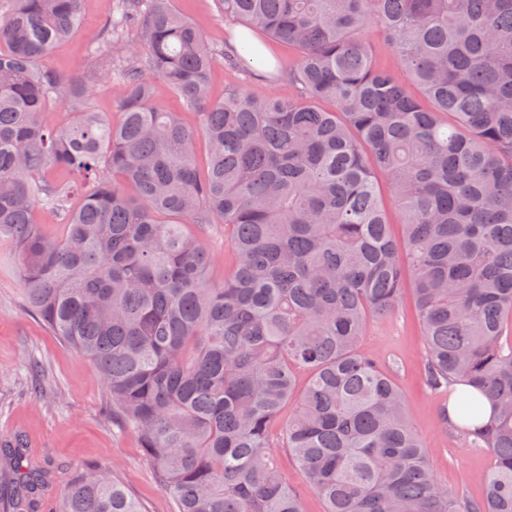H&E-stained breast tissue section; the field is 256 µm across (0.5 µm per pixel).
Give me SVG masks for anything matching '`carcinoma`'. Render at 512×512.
Masks as SVG:
<instances>
[{"label": "carcinoma", "mask_w": 512, "mask_h": 512, "mask_svg": "<svg viewBox=\"0 0 512 512\" xmlns=\"http://www.w3.org/2000/svg\"><path fill=\"white\" fill-rule=\"evenodd\" d=\"M216 2L271 54L296 50L295 97L212 100L218 63L254 66L172 0H111L93 72L62 77L41 61L82 28V0H0V241L27 307L95 365L178 512H303L278 448L323 512H512V0ZM101 80L115 123L91 103ZM155 80L198 127L153 107ZM38 207L62 238L33 222ZM218 227L220 251L205 238ZM408 282L430 387L469 385L494 408L461 428L491 458L476 500L439 482L403 394L359 352ZM0 455L14 512H37L41 474L18 443ZM62 512L141 509L83 465Z\"/></svg>", "instance_id": "1"}]
</instances>
